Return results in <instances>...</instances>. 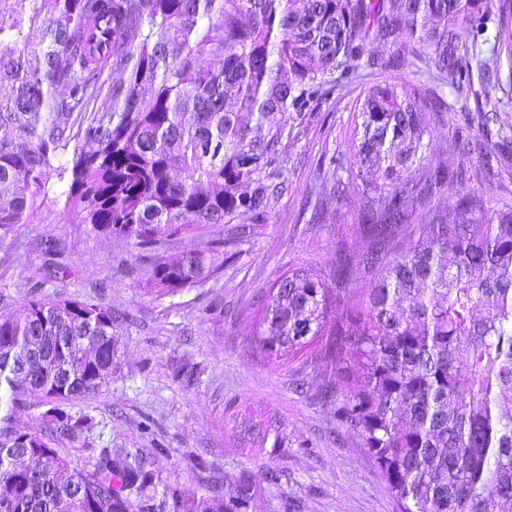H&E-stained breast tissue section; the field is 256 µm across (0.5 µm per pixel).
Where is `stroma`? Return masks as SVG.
<instances>
[{
    "label": "stroma",
    "mask_w": 512,
    "mask_h": 512,
    "mask_svg": "<svg viewBox=\"0 0 512 512\" xmlns=\"http://www.w3.org/2000/svg\"><path fill=\"white\" fill-rule=\"evenodd\" d=\"M491 128L512 125V62L501 59ZM384 67L366 71L289 119L279 146L288 188L263 222L241 217L224 238L229 260L217 277L174 295L140 288L125 274L130 245L45 206L16 235L19 255L0 261V316L29 292L55 241L63 272L43 295L95 298L111 310L112 379L89 400L93 447L123 448L151 460L156 497L209 494L210 480L232 493L251 486L250 512H402L357 431L340 423L321 395L324 372L306 356L272 360L256 336L258 300L291 270L330 272L336 254L368 246L360 231L362 186L345 182L339 210L318 199L333 167L349 159L354 107L373 84L413 81Z\"/></svg>",
    "instance_id": "stroma-1"
}]
</instances>
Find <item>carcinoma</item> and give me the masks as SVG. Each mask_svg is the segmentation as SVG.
Wrapping results in <instances>:
<instances>
[{"mask_svg": "<svg viewBox=\"0 0 512 512\" xmlns=\"http://www.w3.org/2000/svg\"><path fill=\"white\" fill-rule=\"evenodd\" d=\"M508 18L496 0H0V251L16 253L15 227L53 194L126 240L146 290L198 287L224 268V237L207 229L265 217L284 190L288 113L383 67L374 46L401 31L414 45L397 67L461 90L489 81L512 46ZM487 107L488 95L439 139L424 111L442 124L444 102L409 83L370 87L347 169L363 185L369 249L337 252L328 276L295 269L261 302L263 352L309 349L334 371L322 394L404 512L512 504V207L461 189L475 152L484 173L508 171L512 137L489 142ZM445 194L453 211L431 207ZM421 209L425 223L410 224ZM182 235L203 248L157 253ZM56 266L0 318V512H152L147 459L90 448L92 416L67 409L112 379L114 320L92 300L38 293ZM20 393L43 408L41 431L15 425ZM65 444L93 455L80 466ZM250 499L237 488L232 512ZM223 509L218 494L173 500V512Z\"/></svg>", "mask_w": 512, "mask_h": 512, "instance_id": "obj_1", "label": "carcinoma"}]
</instances>
